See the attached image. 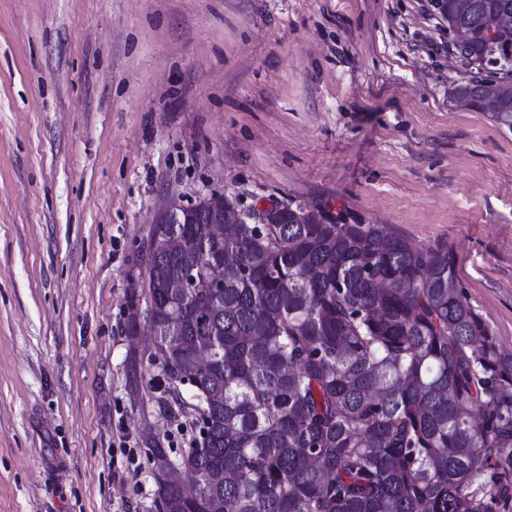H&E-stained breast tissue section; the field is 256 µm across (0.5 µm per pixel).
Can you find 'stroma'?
Returning <instances> with one entry per match:
<instances>
[{
    "label": "stroma",
    "instance_id": "35a3bbf8",
    "mask_svg": "<svg viewBox=\"0 0 512 512\" xmlns=\"http://www.w3.org/2000/svg\"><path fill=\"white\" fill-rule=\"evenodd\" d=\"M426 0H0V512H157L188 447L128 272L166 199L223 194L447 246L512 350V129Z\"/></svg>",
    "mask_w": 512,
    "mask_h": 512
}]
</instances>
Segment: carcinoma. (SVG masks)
<instances>
[{
  "mask_svg": "<svg viewBox=\"0 0 512 512\" xmlns=\"http://www.w3.org/2000/svg\"><path fill=\"white\" fill-rule=\"evenodd\" d=\"M440 20L461 57L501 63L448 106L490 102L512 129V0H440ZM237 208L224 199L222 232L209 210L165 225L181 249L127 299L130 337L151 304L160 409L205 426L177 478L148 443L158 512H512V352L448 247L301 209L236 224ZM220 254L219 295L177 287Z\"/></svg>",
  "mask_w": 512,
  "mask_h": 512,
  "instance_id": "carcinoma-1",
  "label": "carcinoma"
}]
</instances>
